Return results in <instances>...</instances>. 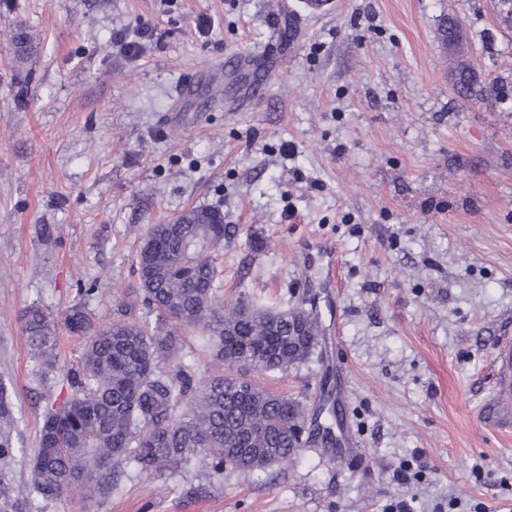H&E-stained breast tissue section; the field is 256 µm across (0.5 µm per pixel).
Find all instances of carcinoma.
Wrapping results in <instances>:
<instances>
[{
  "label": "carcinoma",
  "instance_id": "cac0c4a2",
  "mask_svg": "<svg viewBox=\"0 0 512 512\" xmlns=\"http://www.w3.org/2000/svg\"><path fill=\"white\" fill-rule=\"evenodd\" d=\"M454 75L465 95L488 97L470 64L458 63ZM229 233L215 208H191L172 224L151 225L137 255V299L118 302L106 326L93 322L84 303L61 322L39 306L24 311L34 357L49 356L60 325L84 343L63 369L65 394L43 408L30 453L17 447L12 394L0 380V512H44L75 485L88 500L104 502L127 465L153 479L186 470L203 455L212 477L221 478L232 448L246 473L286 462L309 442L302 402L251 374L285 373L310 361L319 348L318 316L303 302L289 309L224 303L217 282ZM138 309L158 313L156 325L135 317ZM186 330L198 333L214 360L202 381L192 363L165 366ZM15 462L32 473L20 499L7 468Z\"/></svg>",
  "mask_w": 512,
  "mask_h": 512
}]
</instances>
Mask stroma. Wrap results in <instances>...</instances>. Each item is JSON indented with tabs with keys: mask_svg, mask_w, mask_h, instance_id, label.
Returning a JSON list of instances; mask_svg holds the SVG:
<instances>
[{
	"mask_svg": "<svg viewBox=\"0 0 512 512\" xmlns=\"http://www.w3.org/2000/svg\"><path fill=\"white\" fill-rule=\"evenodd\" d=\"M140 26L126 55L116 38ZM458 52L497 103L445 74ZM193 207L235 229L224 300L319 312L318 359L255 381L350 427L358 453L315 436L263 471L217 479L200 462L45 512H512V431L484 421L512 335L499 0H338L322 16L305 0H0V378L24 447L62 374L32 357L23 310L83 301L110 322L150 225ZM319 241L339 251L340 287L316 288L319 268L298 262Z\"/></svg>",
	"mask_w": 512,
	"mask_h": 512,
	"instance_id": "obj_1",
	"label": "stroma"
}]
</instances>
